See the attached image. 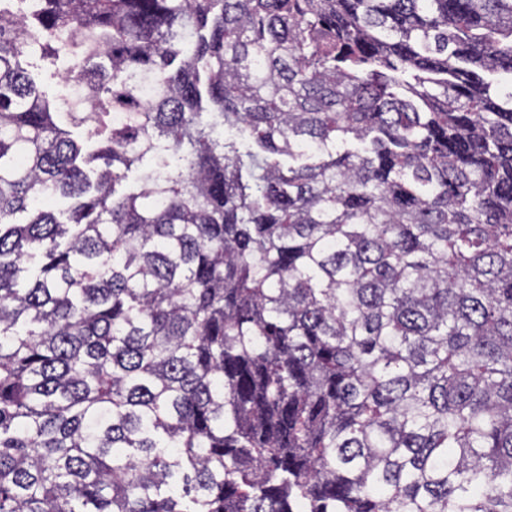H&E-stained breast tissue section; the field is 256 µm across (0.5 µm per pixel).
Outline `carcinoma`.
Instances as JSON below:
<instances>
[{
	"label": "carcinoma",
	"mask_w": 512,
	"mask_h": 512,
	"mask_svg": "<svg viewBox=\"0 0 512 512\" xmlns=\"http://www.w3.org/2000/svg\"><path fill=\"white\" fill-rule=\"evenodd\" d=\"M0 512H512V0L0 8ZM68 66V60L63 56L59 58H34L29 59L27 65L28 73L35 81L40 90L44 91L50 98H58L63 95L64 84H74L76 89L68 97V102L72 105L84 104L81 89L77 80L72 76L65 77V70ZM64 77L67 82L64 83Z\"/></svg>",
	"instance_id": "obj_1"
}]
</instances>
